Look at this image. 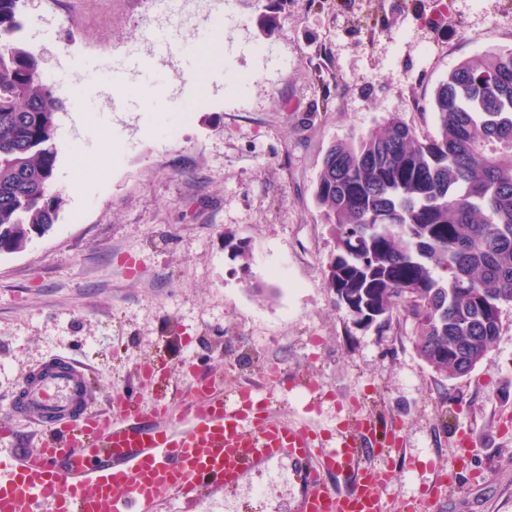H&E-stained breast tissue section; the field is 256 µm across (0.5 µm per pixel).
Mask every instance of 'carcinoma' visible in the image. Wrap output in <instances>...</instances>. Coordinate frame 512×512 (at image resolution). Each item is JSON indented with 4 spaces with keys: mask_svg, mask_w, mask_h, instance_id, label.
<instances>
[{
    "mask_svg": "<svg viewBox=\"0 0 512 512\" xmlns=\"http://www.w3.org/2000/svg\"><path fill=\"white\" fill-rule=\"evenodd\" d=\"M21 0H0V37L22 27ZM65 99L37 56L0 43V250L50 229ZM438 133L396 118L326 151L315 199L331 227L325 270L336 304L365 326L412 321L416 352L448 379L471 373L512 305V49L463 61L436 90Z\"/></svg>",
    "mask_w": 512,
    "mask_h": 512,
    "instance_id": "obj_1",
    "label": "carcinoma"
}]
</instances>
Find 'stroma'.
<instances>
[{
    "label": "stroma",
    "instance_id": "stroma-1",
    "mask_svg": "<svg viewBox=\"0 0 512 512\" xmlns=\"http://www.w3.org/2000/svg\"><path fill=\"white\" fill-rule=\"evenodd\" d=\"M142 0H31L25 47L44 72L81 84L78 131L88 159L80 195L58 156L64 199L51 229L0 252V411L48 358L94 372L87 409L137 397L153 419L161 363L172 384L205 371L225 394L271 391L289 420L331 433L346 410L397 430L399 452L377 458L387 512L416 502L438 473L457 488L431 512H512V306L501 335L467 376L446 379L415 350L414 326L355 323L325 281L331 228L314 197L334 142L396 117L437 134L431 102L461 61L512 48V0H224L223 18L189 32L138 24ZM224 52L202 60L216 35ZM88 60L85 68L75 60ZM208 65L209 85L177 87ZM94 116L90 126L77 114ZM246 242L248 262L227 238ZM290 462L216 490L189 512H291L301 487Z\"/></svg>",
    "mask_w": 512,
    "mask_h": 512
}]
</instances>
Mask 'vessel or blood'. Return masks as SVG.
Segmentation results:
<instances>
[{
    "instance_id": "obj_1",
    "label": "vessel or blood",
    "mask_w": 512,
    "mask_h": 512,
    "mask_svg": "<svg viewBox=\"0 0 512 512\" xmlns=\"http://www.w3.org/2000/svg\"><path fill=\"white\" fill-rule=\"evenodd\" d=\"M93 376L83 363L58 355L33 374L8 412L0 415V512H155L162 499L213 489L234 490L261 466L297 464L303 491L293 512H385L378 473L365 465L369 447L392 446L394 433L352 412L333 439L307 425L275 417L267 397L246 390L224 397L217 378L197 374L183 402L161 395L152 423L136 422L139 405L125 394L114 415L87 412ZM191 410L183 429L169 421ZM35 421L39 447L22 453L14 424ZM349 482L339 491L329 480Z\"/></svg>"
}]
</instances>
